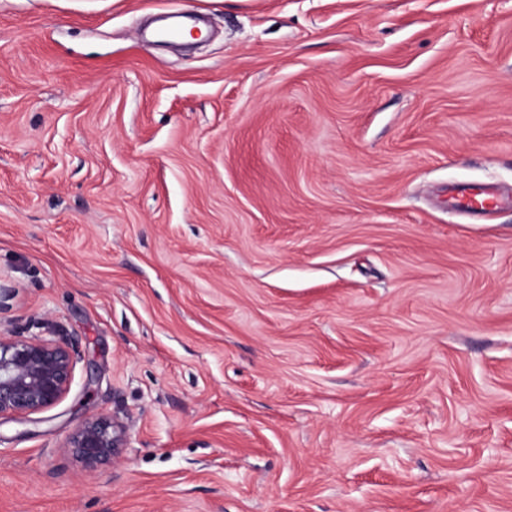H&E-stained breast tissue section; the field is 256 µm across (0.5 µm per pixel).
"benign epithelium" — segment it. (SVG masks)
<instances>
[{"label": "benign epithelium", "instance_id": "1", "mask_svg": "<svg viewBox=\"0 0 512 512\" xmlns=\"http://www.w3.org/2000/svg\"><path fill=\"white\" fill-rule=\"evenodd\" d=\"M77 356L71 340L0 332V417H27L60 402L70 390ZM126 440L124 425L98 416L74 432L70 445L95 468L118 459Z\"/></svg>", "mask_w": 512, "mask_h": 512}]
</instances>
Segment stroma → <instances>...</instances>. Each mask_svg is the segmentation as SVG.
Segmentation results:
<instances>
[{"instance_id": "obj_1", "label": "stroma", "mask_w": 512, "mask_h": 512, "mask_svg": "<svg viewBox=\"0 0 512 512\" xmlns=\"http://www.w3.org/2000/svg\"><path fill=\"white\" fill-rule=\"evenodd\" d=\"M0 330V512H512V0H0ZM492 200L499 206L500 197L498 193L487 188L471 190L469 192L463 190L458 193L457 197V201L462 208H468L473 211L486 210L491 205ZM77 356L71 340L0 332V419L28 417L60 402L70 390ZM126 440L124 425L98 416L86 420L74 432L69 443L86 466L95 468L118 459Z\"/></svg>"}]
</instances>
